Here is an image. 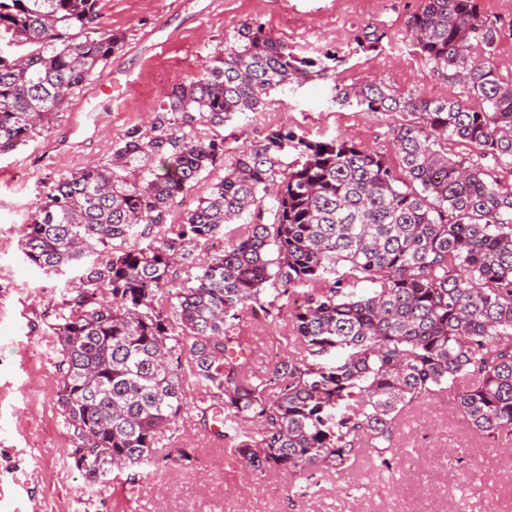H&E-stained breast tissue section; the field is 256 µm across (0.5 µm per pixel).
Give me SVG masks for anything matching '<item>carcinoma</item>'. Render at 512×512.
<instances>
[{
    "label": "carcinoma",
    "instance_id": "obj_1",
    "mask_svg": "<svg viewBox=\"0 0 512 512\" xmlns=\"http://www.w3.org/2000/svg\"><path fill=\"white\" fill-rule=\"evenodd\" d=\"M99 0H0V154L39 133L123 43L100 26ZM412 48L461 86L457 99L403 94L380 79L336 86V104L391 112L400 168L350 141L288 129L239 152L173 237L95 259L63 302L57 404L72 458L94 482L156 466L161 436L187 406L193 377L224 447L259 472L307 479L365 457L389 470L413 402L445 387L486 438L512 439V71L495 56L512 19L480 0H422ZM344 62L300 57L258 25L164 95L151 133L129 130L105 166L49 187L22 251L61 274L115 240L166 222L170 201L224 159L222 127L259 112L280 86L326 77ZM456 138L474 159L448 156ZM293 155L290 163L284 158ZM271 199L255 223L169 287L177 248L209 241ZM347 270L338 272L339 263ZM372 284L362 294L356 287ZM274 286L265 299L266 285ZM290 312L301 357L256 373L239 312Z\"/></svg>",
    "mask_w": 512,
    "mask_h": 512
}]
</instances>
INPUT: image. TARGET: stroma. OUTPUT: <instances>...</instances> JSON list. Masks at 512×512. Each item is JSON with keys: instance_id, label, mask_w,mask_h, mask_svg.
<instances>
[{"instance_id": "stroma-1", "label": "stroma", "mask_w": 512, "mask_h": 512, "mask_svg": "<svg viewBox=\"0 0 512 512\" xmlns=\"http://www.w3.org/2000/svg\"><path fill=\"white\" fill-rule=\"evenodd\" d=\"M182 2L177 13L172 0H100L99 22L123 34L121 48L53 115L47 131L0 155V512H484L496 497L512 512V443L463 427L445 391L402 415L391 470L376 475L362 462L338 476L318 472L303 497L294 495L287 474L254 472L229 458L194 408L201 395L189 377L191 407L177 422L174 445L193 449L192 463L169 459L147 473L130 470L121 494L111 482L90 483L76 467L57 405L60 355L50 327L63 300L82 289L83 270L44 272L25 261L20 246L54 179L106 165L128 130L150 128L162 93L189 80L246 25L263 26L299 55L331 50L345 61L333 76L272 90L262 111L228 122L223 160L170 202L168 223H181L198 206L240 150L280 127L314 141H352L397 166L389 131L400 115L340 107L338 85L377 76L405 94L443 100L458 93L409 43L407 21L420 0H377L374 9L346 12L337 0ZM149 31L167 38L166 48L134 54ZM372 31L382 36L377 52L353 53L354 36ZM238 328L257 373L275 356L297 352L288 314L274 319L248 308Z\"/></svg>"}]
</instances>
